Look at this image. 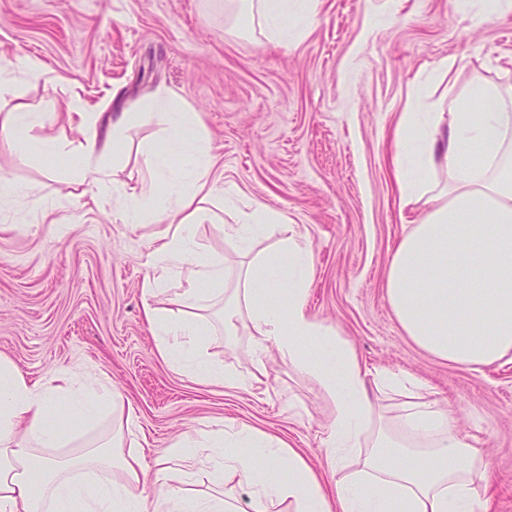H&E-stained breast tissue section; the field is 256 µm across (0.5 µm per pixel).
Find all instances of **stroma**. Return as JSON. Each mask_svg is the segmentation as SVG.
Here are the masks:
<instances>
[{
  "label": "stroma",
  "mask_w": 512,
  "mask_h": 512,
  "mask_svg": "<svg viewBox=\"0 0 512 512\" xmlns=\"http://www.w3.org/2000/svg\"><path fill=\"white\" fill-rule=\"evenodd\" d=\"M487 0H319L318 20L289 47L271 43L228 0H0V63L22 82V101L46 113L27 161L0 148V180L24 194L0 213V353L34 382L59 370L95 374L130 402L145 463L189 427L247 424L287 440L314 467L335 414L318 386L288 366L245 389L204 385L158 354L140 287L159 227L125 224L108 201L84 195L70 171L84 134L66 113L75 95L107 117L137 114L119 193L137 196L144 160L162 149L157 95L200 113L211 180L239 201L279 211L310 246V311L337 326L370 371L415 375L427 399L477 437L492 476V512H512V355L479 370L439 360L404 335L384 292L387 263L405 232L391 156L410 94L447 101L476 80L512 86V6L475 25ZM455 57L450 79L434 71ZM36 57L45 79L24 81ZM54 208L65 226L37 224ZM219 220L197 225L202 252L244 261ZM207 357L247 375L250 336L203 337Z\"/></svg>",
  "instance_id": "35a3bbf8"
}]
</instances>
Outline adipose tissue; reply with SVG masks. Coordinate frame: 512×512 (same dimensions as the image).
I'll return each mask as SVG.
<instances>
[{"instance_id": "adipose-tissue-1", "label": "adipose tissue", "mask_w": 512, "mask_h": 512, "mask_svg": "<svg viewBox=\"0 0 512 512\" xmlns=\"http://www.w3.org/2000/svg\"><path fill=\"white\" fill-rule=\"evenodd\" d=\"M317 0H240L256 12L274 43L288 41L296 18L316 19ZM154 117L166 149L146 160L147 179L138 197L125 201V223L159 224L153 270L141 286L145 317L158 353L178 371L204 384L237 388L260 380L270 362L290 366L314 381L335 405L323 439L330 472L343 469L355 448L368 452L348 479L328 485L307 459L280 438L242 425L192 429L153 467L144 464L134 414L125 398L79 372L57 373L54 384L27 379L0 354V512H489L485 496L488 464L469 436L450 424L446 409L425 398L423 382L410 374L368 377L354 349L338 330L312 315L306 298L313 254L290 235L282 214L250 202L236 223L225 225L242 253L267 228L281 237L240 274L224 306V333L253 331L249 379L207 361L200 349L208 328L199 310L203 285H223L224 259L200 254L192 225L214 220L210 197H232L233 189L208 186L212 164L208 142H185L182 131L195 113L177 108L170 96L156 97ZM69 116L86 131L84 159L75 172L92 197L114 187L98 141L120 149L133 122L130 113L108 125L78 98ZM44 115L18 103L0 108V144L26 157L30 133ZM191 152L194 167L174 177L168 154ZM399 209L412 213L410 229L388 261L385 295L402 331L420 349L449 363L478 370L512 353V102L499 86L472 82L465 95L448 99L447 113L404 112L395 129L393 157ZM419 174H412V167ZM167 197L156 204L158 186ZM187 282L176 307L154 301L173 269ZM400 392L403 412L386 415L374 392ZM77 416L88 428L107 413H120L117 429L76 446L77 432H64L57 418ZM205 454L212 493L190 486L196 474L171 472L169 458ZM250 488L248 499L225 496L231 482Z\"/></svg>"}]
</instances>
